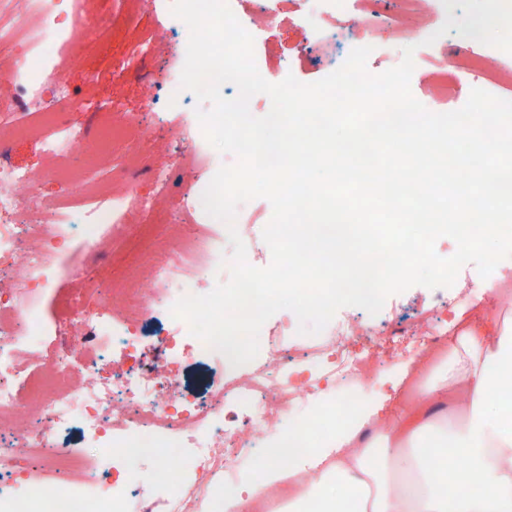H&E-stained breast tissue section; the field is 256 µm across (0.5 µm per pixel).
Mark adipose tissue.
<instances>
[{
	"mask_svg": "<svg viewBox=\"0 0 512 512\" xmlns=\"http://www.w3.org/2000/svg\"><path fill=\"white\" fill-rule=\"evenodd\" d=\"M405 384L428 403L411 418L365 407L288 469L262 465L207 512H266L264 487L288 486V512H512V319L457 321L447 356L415 357ZM462 422L444 425L447 408ZM463 471L449 476L448 455Z\"/></svg>",
	"mask_w": 512,
	"mask_h": 512,
	"instance_id": "ef3b65f1",
	"label": "adipose tissue"
}]
</instances>
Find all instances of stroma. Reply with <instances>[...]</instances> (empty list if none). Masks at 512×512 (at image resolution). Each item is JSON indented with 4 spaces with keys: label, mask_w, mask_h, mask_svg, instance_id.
<instances>
[{
    "label": "stroma",
    "mask_w": 512,
    "mask_h": 512,
    "mask_svg": "<svg viewBox=\"0 0 512 512\" xmlns=\"http://www.w3.org/2000/svg\"><path fill=\"white\" fill-rule=\"evenodd\" d=\"M302 3L303 0H275L257 20L260 39L255 54L259 63L267 67L268 82L278 83L289 75L303 83L316 82L339 68L352 44L364 38L372 44L367 68L374 74L398 65L404 48L414 46L415 69L410 89L429 111L446 113L460 109L474 88L512 100V68L504 66L498 57H486L484 67L499 72V85L459 72L460 56L473 49L474 44L462 41L457 29H450L432 44H423L419 35L422 28H440L450 15L462 17L461 7L449 12L438 8L432 14L423 13L411 20L401 14L399 0H381L378 6L381 22L367 31L354 16H336L318 2L310 13H302ZM172 6V0H143L137 7L136 19L129 22L119 0H87L83 34L95 40L96 45L69 76L68 89L77 105L62 111L60 118L75 129L90 131L103 139L104 144L99 148L88 147L69 158V181L101 174L107 168L112 171L113 183L122 184L130 179L120 166L126 145L120 128L131 122L143 129L150 141L149 168L132 178L138 193L146 198L154 196L156 174L160 171L167 175L165 193L169 199H179L188 192L192 179L182 168L181 160L192 145L173 137L170 128L196 120L197 110H209L210 105L199 102L196 94L186 89L181 94V111L172 112L167 107L168 79L183 69L189 37L188 28L173 17ZM107 14L112 17V30L107 38L100 40L96 37L99 21ZM147 40L152 47L146 64L154 77L153 94L149 97L142 91L133 57L135 50ZM98 71L106 72L107 78L94 93H87L84 76ZM445 85L453 89L454 95L444 102L440 91ZM114 103L121 104V111L110 112L109 107ZM458 277L468 290L463 299L445 287L429 289L416 285L388 297L377 314L346 306L338 310L337 316L351 322L364 336H379L395 326L413 329L422 322H448L463 300L478 302L485 288L491 285L490 279L481 277L472 264L463 266ZM72 286L67 273L59 272L52 290L36 302L52 336L69 329L59 297ZM226 375L223 366L214 360L194 356L184 359L175 374L163 375L161 382L171 394L201 401L211 382Z\"/></svg>",
    "instance_id": "stroma-1"
}]
</instances>
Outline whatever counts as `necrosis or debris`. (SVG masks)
Masks as SVG:
<instances>
[{"label": "necrosis or debris", "mask_w": 512, "mask_h": 512, "mask_svg": "<svg viewBox=\"0 0 512 512\" xmlns=\"http://www.w3.org/2000/svg\"><path fill=\"white\" fill-rule=\"evenodd\" d=\"M83 29L82 14L67 10L65 0H27L22 20L13 0H0V62L9 84L0 93V284L12 288L0 292V512H194L212 489L234 481L242 461H259L253 433L276 427L324 386L345 390L331 410L351 416L360 407L353 389L397 356L404 337L362 341L348 322L315 336L279 325L264 338L262 361L235 367L232 381L214 382L206 399L162 393L159 377L182 358L216 355L182 319L171 335L155 337L162 352L157 362H146L142 353L148 319L169 314L179 298L211 288L224 274L226 225L194 221L207 187L196 176L206 164L203 131H195L197 147L183 160L195 176L191 189L166 213L133 184L113 193L108 178L91 177L47 198L37 190L40 174L13 165L8 156L15 131L41 140L53 157L87 144L83 131L57 120L55 106L31 112L26 103L53 86L60 93L57 106H67L68 76L90 49ZM164 221L186 230L144 276L81 289L69 318L72 335L61 337L57 350L35 349L42 328L27 299L58 273L73 230H80L84 247L69 274L85 280L102 242L113 254L137 257L154 225ZM129 224L138 225V234H126ZM107 362L108 374L102 371ZM238 406L249 409L247 423H224L225 409ZM77 426L83 447L61 444ZM160 448L178 449L175 462L187 472L182 482H169L163 496L114 486L111 463L147 458Z\"/></svg>", "instance_id": "necrosis-or-debris-1"}]
</instances>
